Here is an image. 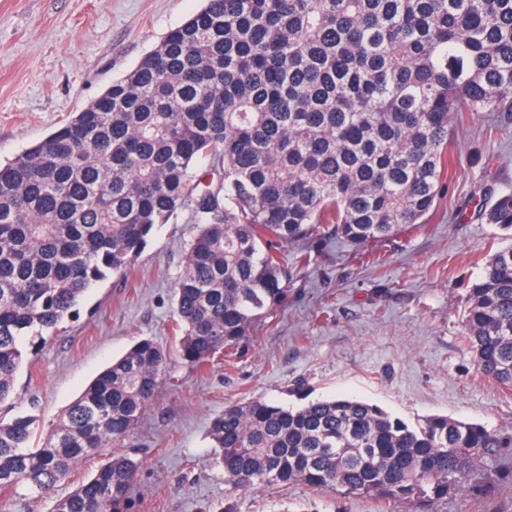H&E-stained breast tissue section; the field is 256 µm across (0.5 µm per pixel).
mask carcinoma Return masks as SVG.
I'll return each instance as SVG.
<instances>
[{
    "label": "carcinoma",
    "mask_w": 512,
    "mask_h": 512,
    "mask_svg": "<svg viewBox=\"0 0 512 512\" xmlns=\"http://www.w3.org/2000/svg\"><path fill=\"white\" fill-rule=\"evenodd\" d=\"M463 112L512 113V0H206L124 77L0 164V404L23 342L124 275L157 224L191 207L199 230L176 283L180 355L201 368L288 299L285 248L325 227L355 246L423 224L455 167ZM222 159L205 180L195 163ZM512 240V191L482 205ZM463 336L512 387V243L467 290ZM167 366L150 339L112 362L43 442L0 420V492L52 497L83 460L130 434ZM210 436L226 495L315 492L434 499L479 475L512 435L448 417L407 423L367 402L231 405ZM139 469L115 456L52 512H129Z\"/></svg>",
    "instance_id": "1"
}]
</instances>
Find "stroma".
Returning a JSON list of instances; mask_svg holds the SVG:
<instances>
[{
    "mask_svg": "<svg viewBox=\"0 0 512 512\" xmlns=\"http://www.w3.org/2000/svg\"><path fill=\"white\" fill-rule=\"evenodd\" d=\"M203 0H0V162L37 144L122 78ZM450 137L456 167L427 223L356 248L313 237L289 246L311 258L292 272L288 299L233 354L195 370L177 356L183 335L175 282L197 230L191 209L154 228L134 268L92 288L74 316L27 354L13 404L0 417L49 431L91 381L136 342L171 351L158 398L131 435L58 484L68 495L115 455L138 461L131 512H217L225 499L211 423L225 407L263 399L351 397L406 421L441 415L512 435V387L485 377L464 342L468 286L502 233L478 203L512 190V120L464 115ZM484 477L430 501L315 493L289 484L234 497V512H512V447ZM27 487L0 494V512H52Z\"/></svg>",
    "mask_w": 512,
    "mask_h": 512,
    "instance_id": "obj_1",
    "label": "stroma"
}]
</instances>
